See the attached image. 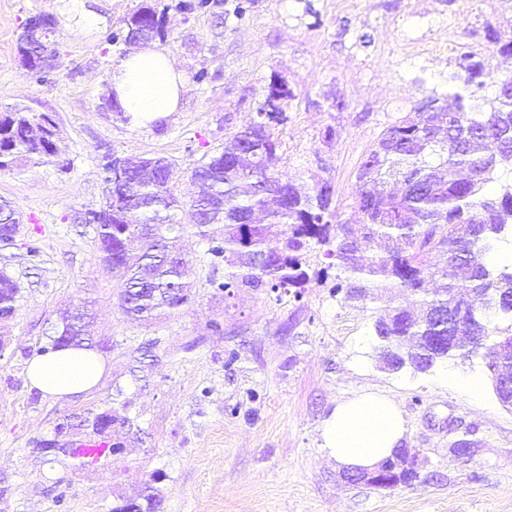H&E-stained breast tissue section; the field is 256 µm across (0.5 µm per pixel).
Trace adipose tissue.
Returning <instances> with one entry per match:
<instances>
[{
	"label": "adipose tissue",
	"instance_id": "ef3b65f1",
	"mask_svg": "<svg viewBox=\"0 0 512 512\" xmlns=\"http://www.w3.org/2000/svg\"><path fill=\"white\" fill-rule=\"evenodd\" d=\"M186 85L174 60L150 46L129 52L113 67L110 91L131 124L146 126L178 110ZM102 373L98 351L72 347L35 356L27 366L31 387L57 399L87 393ZM404 433L398 405L367 392L337 403L323 424V449L347 470L370 469L393 453Z\"/></svg>",
	"mask_w": 512,
	"mask_h": 512
}]
</instances>
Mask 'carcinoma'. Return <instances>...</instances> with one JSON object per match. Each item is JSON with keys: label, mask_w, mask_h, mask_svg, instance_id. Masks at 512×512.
Segmentation results:
<instances>
[{"label": "carcinoma", "mask_w": 512, "mask_h": 512, "mask_svg": "<svg viewBox=\"0 0 512 512\" xmlns=\"http://www.w3.org/2000/svg\"><path fill=\"white\" fill-rule=\"evenodd\" d=\"M125 28L110 41L148 44L163 37L155 9L141 4L124 20ZM496 51L512 54V32L488 31ZM489 71L482 60L465 67L453 109L424 112L417 108L381 134L361 164L365 177L356 183L354 212L358 223L338 219L329 210L333 193L323 185L301 194L276 172L278 138L271 123L281 116L256 113L249 126H263L266 135L243 140L235 132L224 150L195 166L194 180L207 186V197L182 202L171 186L172 172L149 169L141 157L129 161L128 181L115 189L112 215L90 212L98 249L110 252V266L120 280L122 312L152 322L187 302L190 286L181 264L169 261L170 235L179 232L176 213L188 209L191 223L205 234L210 224L224 225V240L211 253L224 259V281L211 285L231 296L234 289L267 288L282 296L309 281L306 257L323 251L336 267L335 293L347 299L382 301L395 290H407L415 303L388 306L374 324L381 356L388 369H428L451 357L482 359L490 378L512 374V315L503 298L512 297V270L490 261L497 242L512 234V183L494 187L497 173L512 166V142L496 139L512 128V99L500 94L478 97L472 87L486 85ZM55 126L46 115L0 114L5 153L0 172L17 162H48L54 150ZM394 180L399 195L384 191ZM257 210L267 223L253 220ZM143 225L155 229L152 239L140 235ZM434 254L444 265L431 264ZM20 292L15 280L0 273V312L12 317ZM83 316L62 317L49 348L90 347L91 339L76 327ZM123 428L130 421L105 409L81 423L93 429L106 417ZM160 500L149 487L134 512H159Z\"/></svg>", "instance_id": "cac0c4a2"}]
</instances>
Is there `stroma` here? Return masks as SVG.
<instances>
[{"instance_id": "1", "label": "stroma", "mask_w": 512, "mask_h": 512, "mask_svg": "<svg viewBox=\"0 0 512 512\" xmlns=\"http://www.w3.org/2000/svg\"><path fill=\"white\" fill-rule=\"evenodd\" d=\"M144 1L188 87L178 112L136 127L108 102L120 60L109 38ZM181 3L0 0V113L23 107L57 127L55 163L0 174V198L22 216L13 245L0 247V271L20 287L15 316L0 322L10 341L0 356V512H111L149 480L161 512H512V412L481 359L383 369L377 310L335 293L336 270L316 253L301 298L263 288L225 297L210 284L224 275L210 254L220 224L203 236L183 226L189 302L152 324L130 320L82 221L106 195L111 157H165L174 193L191 200L194 166L254 118L275 75L294 93L274 129L280 177L305 191L331 184L337 213L353 220L357 171L385 129L449 96L469 53L512 73V55L485 40L487 29L512 30V0H209L190 12ZM46 14L58 57L37 79L17 41ZM329 126L338 135L327 144ZM68 309L88 310L105 368L91 391L54 399L28 385L26 368ZM446 370L480 378L478 393L442 384ZM366 391L403 412L402 443L419 455L410 485L351 483L323 449L336 404ZM103 407L131 422L117 434L123 453L76 468L41 452L42 442L86 437L79 416ZM460 438L468 455L451 449Z\"/></svg>"}]
</instances>
